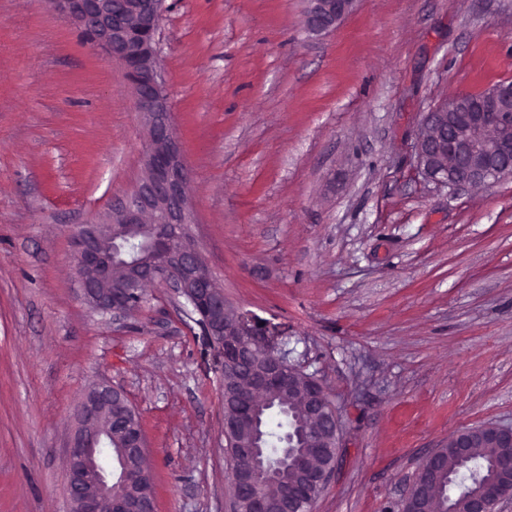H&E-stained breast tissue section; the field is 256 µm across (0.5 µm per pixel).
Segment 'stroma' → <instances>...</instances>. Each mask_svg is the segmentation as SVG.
<instances>
[{"instance_id":"stroma-1","label":"stroma","mask_w":512,"mask_h":512,"mask_svg":"<svg viewBox=\"0 0 512 512\" xmlns=\"http://www.w3.org/2000/svg\"><path fill=\"white\" fill-rule=\"evenodd\" d=\"M164 0L160 65L191 231L228 305L322 384L341 423L315 512H399L423 457L512 427V180L425 182L423 113L512 80V0ZM122 65L44 0H0V512H69L92 385L139 411L157 512H229L224 363L147 285L93 311L72 230L142 176ZM305 30L319 36L334 28L352 11L356 0H307Z\"/></svg>"}]
</instances>
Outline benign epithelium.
<instances>
[{
    "label": "benign epithelium",
    "mask_w": 512,
    "mask_h": 512,
    "mask_svg": "<svg viewBox=\"0 0 512 512\" xmlns=\"http://www.w3.org/2000/svg\"><path fill=\"white\" fill-rule=\"evenodd\" d=\"M356 0H307L305 30L327 33L352 11ZM163 0H46L49 10L93 34L92 47L118 60L147 130L148 147L140 181L112 203L105 225L77 226L72 243L83 298L99 313L118 321L139 304L129 288L112 287L111 243L133 232L151 233L149 254L123 266L139 285L155 283L175 297L191 295L209 341L224 363L237 373L240 390L225 398L224 438L237 472L231 512H294L308 489L325 488L334 468H322L327 441L340 438V423L321 384L307 377L304 395L297 394L293 374L301 371L256 337L244 317L224 303V291L204 268L199 246L189 232L193 207L186 188L190 177L181 143L174 131L164 89L158 51ZM512 91L499 87L486 95L478 110L461 108L458 94L423 115L413 144L418 172L428 182L453 190L492 186L512 179V112L502 98ZM255 391H269L283 405L297 404L299 429L286 436L277 462L269 463L257 425ZM133 406L124 392L106 382L89 389L76 409L69 443L66 486L71 512H156L151 476L146 467L144 432L131 424ZM480 438L512 446V429L493 423L478 427ZM301 442L306 467L301 481L289 482L284 470L293 439ZM474 438L454 437L458 457L468 460ZM402 500V512H428L434 478L446 472L441 449L426 457ZM512 506V471L480 484L467 498L466 512H502Z\"/></svg>",
    "instance_id": "1"
}]
</instances>
